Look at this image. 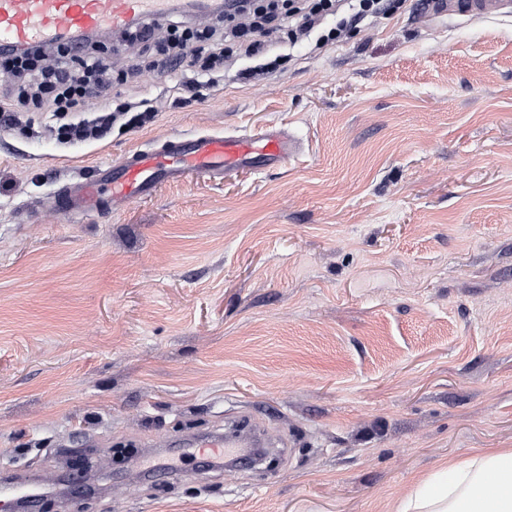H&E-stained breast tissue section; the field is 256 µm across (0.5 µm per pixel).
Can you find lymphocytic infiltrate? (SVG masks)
Wrapping results in <instances>:
<instances>
[{"label":"lymphocytic infiltrate","mask_w":512,"mask_h":512,"mask_svg":"<svg viewBox=\"0 0 512 512\" xmlns=\"http://www.w3.org/2000/svg\"><path fill=\"white\" fill-rule=\"evenodd\" d=\"M383 2L289 0L285 7L261 13L247 0H234L213 26L191 30L169 18L160 25L145 18L120 33L128 44L157 48L153 70L173 78L174 91L188 102L219 83L229 52L263 55L278 34L294 43L309 37L324 16L339 14L344 23L356 24L380 13ZM102 48V42L84 38L0 52V127L31 124L33 113L43 112L48 116L43 135L79 144L102 140L117 127H140L154 117L161 97H113L112 61Z\"/></svg>","instance_id":"f902f5d3"}]
</instances>
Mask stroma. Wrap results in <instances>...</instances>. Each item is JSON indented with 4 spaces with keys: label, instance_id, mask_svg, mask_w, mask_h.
Returning a JSON list of instances; mask_svg holds the SVG:
<instances>
[{
    "label": "stroma",
    "instance_id": "stroma-1",
    "mask_svg": "<svg viewBox=\"0 0 512 512\" xmlns=\"http://www.w3.org/2000/svg\"><path fill=\"white\" fill-rule=\"evenodd\" d=\"M280 53L91 144L0 131V476H97L53 512H395L512 448V18L388 0ZM272 123L300 144L283 167L47 206L171 135ZM237 414L286 454L137 479L149 444Z\"/></svg>",
    "mask_w": 512,
    "mask_h": 512
}]
</instances>
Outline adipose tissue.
<instances>
[{
    "label": "adipose tissue",
    "mask_w": 512,
    "mask_h": 512,
    "mask_svg": "<svg viewBox=\"0 0 512 512\" xmlns=\"http://www.w3.org/2000/svg\"><path fill=\"white\" fill-rule=\"evenodd\" d=\"M396 512H512V448H477L416 480Z\"/></svg>",
    "instance_id": "obj_1"
}]
</instances>
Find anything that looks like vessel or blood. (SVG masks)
I'll list each match as a JSON object with an SVG mask.
<instances>
[{
    "mask_svg": "<svg viewBox=\"0 0 512 512\" xmlns=\"http://www.w3.org/2000/svg\"><path fill=\"white\" fill-rule=\"evenodd\" d=\"M169 0H0V50L12 51L80 34L107 36L142 15L162 19ZM432 12L459 20L512 17V0H430ZM298 151L282 125L242 134L181 133L158 149H138L100 167L84 182L64 187L49 206L76 219L131 197L152 195L165 180L195 174L229 173L245 166L286 164ZM255 425L238 424L224 433L193 440V447L233 459L238 448L264 446Z\"/></svg>",
    "mask_w": 512,
    "mask_h": 512,
    "instance_id": "b4317fda",
    "label": "vessel or blood"
}]
</instances>
